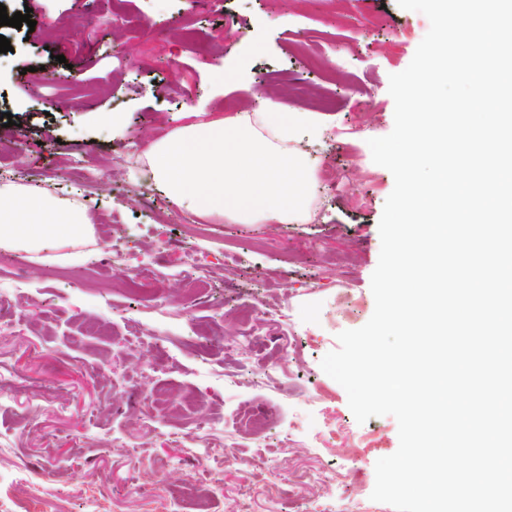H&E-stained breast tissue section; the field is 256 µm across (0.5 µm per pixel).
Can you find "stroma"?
<instances>
[{"label": "stroma", "instance_id": "35a3bbf8", "mask_svg": "<svg viewBox=\"0 0 512 512\" xmlns=\"http://www.w3.org/2000/svg\"><path fill=\"white\" fill-rule=\"evenodd\" d=\"M0 26V171L79 200L72 259L0 248V512H353L398 423H358L321 368L375 302L394 126L389 77L428 18L397 0H39ZM65 63H58V56ZM237 73L221 85L216 69ZM323 112L307 224H228L171 205L134 158L184 124ZM121 113L112 127V113ZM208 271L201 295L187 269ZM159 272L157 293L130 285ZM274 373H267V366ZM271 416L247 434L244 413ZM39 474L36 489L20 471Z\"/></svg>", "mask_w": 512, "mask_h": 512}]
</instances>
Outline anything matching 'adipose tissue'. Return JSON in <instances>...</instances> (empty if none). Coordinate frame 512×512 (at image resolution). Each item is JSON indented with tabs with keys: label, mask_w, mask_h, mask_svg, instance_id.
<instances>
[{
	"label": "adipose tissue",
	"mask_w": 512,
	"mask_h": 512,
	"mask_svg": "<svg viewBox=\"0 0 512 512\" xmlns=\"http://www.w3.org/2000/svg\"><path fill=\"white\" fill-rule=\"evenodd\" d=\"M330 126L318 112H239L179 126L144 154L153 179L172 203L233 224H304L318 187L315 160L301 140L321 139ZM91 232L78 202H63L13 184L0 185V246L33 252L65 247Z\"/></svg>",
	"instance_id": "1"
}]
</instances>
